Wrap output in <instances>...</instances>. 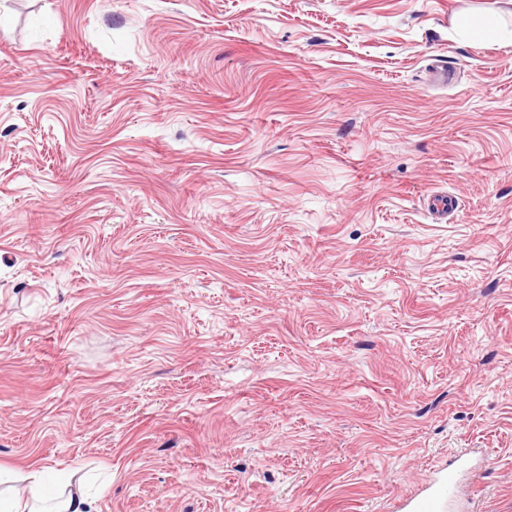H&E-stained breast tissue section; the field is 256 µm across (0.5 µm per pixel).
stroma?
I'll return each mask as SVG.
<instances>
[{
    "label": "stroma",
    "instance_id": "stroma-1",
    "mask_svg": "<svg viewBox=\"0 0 512 512\" xmlns=\"http://www.w3.org/2000/svg\"><path fill=\"white\" fill-rule=\"evenodd\" d=\"M464 13L512 30L0 0V465L97 512H394L453 462L512 512V45Z\"/></svg>",
    "mask_w": 512,
    "mask_h": 512
}]
</instances>
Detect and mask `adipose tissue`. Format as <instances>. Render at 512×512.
<instances>
[{"instance_id":"obj_1","label":"adipose tissue","mask_w":512,"mask_h":512,"mask_svg":"<svg viewBox=\"0 0 512 512\" xmlns=\"http://www.w3.org/2000/svg\"><path fill=\"white\" fill-rule=\"evenodd\" d=\"M16 479V474L0 469V512H95L94 501L77 470L54 476L41 469L29 471L24 476L27 492L23 495L6 488Z\"/></svg>"}]
</instances>
